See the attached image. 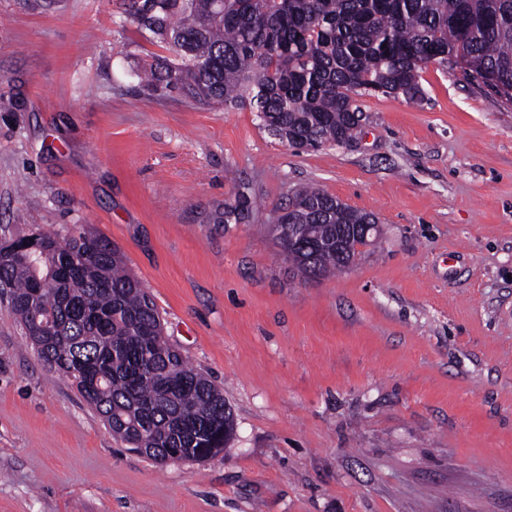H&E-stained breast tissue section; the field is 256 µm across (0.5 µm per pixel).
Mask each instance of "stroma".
I'll use <instances>...</instances> for the list:
<instances>
[{
  "label": "stroma",
  "instance_id": "stroma-1",
  "mask_svg": "<svg viewBox=\"0 0 512 512\" xmlns=\"http://www.w3.org/2000/svg\"><path fill=\"white\" fill-rule=\"evenodd\" d=\"M129 4L0 0V240L116 245L234 433L130 451L0 299V512H512V105L432 62L416 100L358 97L352 144L298 151L249 105L144 90L175 55ZM309 185L379 239L303 282L271 228Z\"/></svg>",
  "mask_w": 512,
  "mask_h": 512
}]
</instances>
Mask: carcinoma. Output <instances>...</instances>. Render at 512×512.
Instances as JSON below:
<instances>
[{"label":"carcinoma","instance_id":"1","mask_svg":"<svg viewBox=\"0 0 512 512\" xmlns=\"http://www.w3.org/2000/svg\"><path fill=\"white\" fill-rule=\"evenodd\" d=\"M133 22L180 59L144 74L148 90L195 101L244 104L297 150L357 137L356 97L421 92L419 69L454 62L512 101V0H133ZM244 194L224 223L250 217ZM327 191L308 187L276 218L273 236L304 280L345 269L336 236L376 224ZM39 251L0 258V278L25 336L54 371L133 448L187 454L226 447L232 415L224 392L162 337L154 302L108 241L76 231L37 232ZM56 316L53 336L27 330Z\"/></svg>","mask_w":512,"mask_h":512}]
</instances>
